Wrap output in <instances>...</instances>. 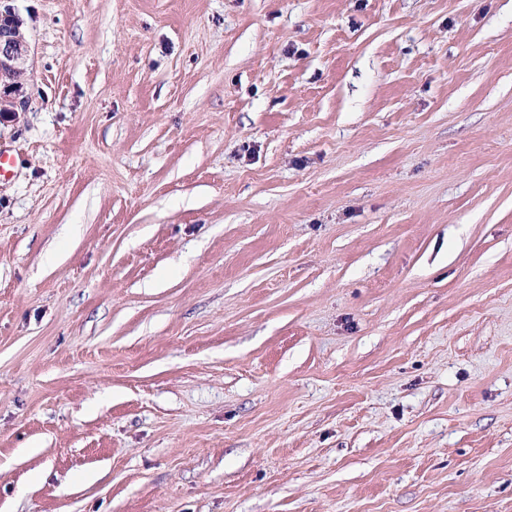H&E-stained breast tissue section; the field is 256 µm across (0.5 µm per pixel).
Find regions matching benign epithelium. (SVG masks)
<instances>
[{"label":"benign epithelium","mask_w":512,"mask_h":512,"mask_svg":"<svg viewBox=\"0 0 512 512\" xmlns=\"http://www.w3.org/2000/svg\"><path fill=\"white\" fill-rule=\"evenodd\" d=\"M28 43L21 32V20L8 8L0 11V112H15L23 105L18 92L21 81L15 75L25 73Z\"/></svg>","instance_id":"1"}]
</instances>
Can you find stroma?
<instances>
[{
    "mask_svg": "<svg viewBox=\"0 0 512 512\" xmlns=\"http://www.w3.org/2000/svg\"><path fill=\"white\" fill-rule=\"evenodd\" d=\"M0 512H512V0H11ZM21 25V20L10 8L0 11V84H3L0 112H18L17 106L22 108L25 103L16 97L22 83L15 80L16 74L25 73L24 64L28 53V43L20 30Z\"/></svg>",
    "mask_w": 512,
    "mask_h": 512,
    "instance_id": "stroma-1",
    "label": "stroma"
}]
</instances>
